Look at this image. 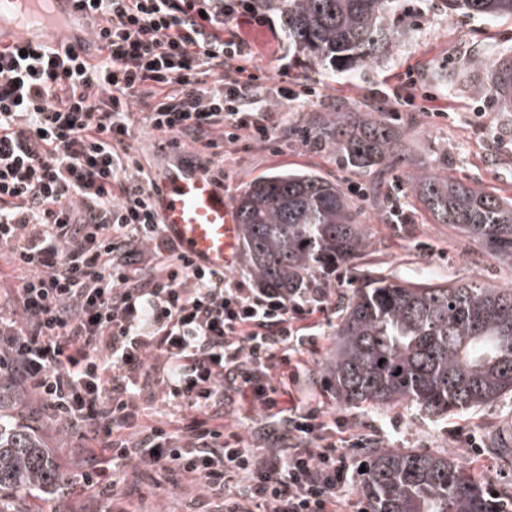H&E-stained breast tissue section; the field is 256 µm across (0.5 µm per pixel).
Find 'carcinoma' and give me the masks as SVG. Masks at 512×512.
<instances>
[{
    "label": "carcinoma",
    "mask_w": 512,
    "mask_h": 512,
    "mask_svg": "<svg viewBox=\"0 0 512 512\" xmlns=\"http://www.w3.org/2000/svg\"><path fill=\"white\" fill-rule=\"evenodd\" d=\"M448 13L512 18V0H444ZM276 10L288 53L358 74L403 36L392 18L399 0H254ZM485 89L512 112V59H472ZM315 138L348 166L384 167L404 152L402 132L376 112L320 118ZM433 220L451 224L512 264V200L415 163L406 174ZM242 243L260 288L284 297L336 266L353 267L369 236L340 187L317 173L286 169L256 179L235 198ZM334 352L322 364L346 406L410 403L432 415L470 410L512 393V288L476 282L410 284L362 277L334 325ZM0 377V512L29 497L46 502L66 481L37 427L10 407ZM365 512H508L479 478L445 452L372 448L360 483Z\"/></svg>",
    "instance_id": "cac0c4a2"
}]
</instances>
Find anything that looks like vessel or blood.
Instances as JSON below:
<instances>
[{"label": "vessel or blood", "instance_id": "vessel-or-blood-1", "mask_svg": "<svg viewBox=\"0 0 512 512\" xmlns=\"http://www.w3.org/2000/svg\"><path fill=\"white\" fill-rule=\"evenodd\" d=\"M86 8L81 0H0V47L54 46L91 60L100 40L76 26ZM154 201L166 233L196 264L233 268L240 253L236 210L222 186L189 155L179 154L153 175Z\"/></svg>", "mask_w": 512, "mask_h": 512}]
</instances>
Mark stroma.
<instances>
[{"label":"stroma","mask_w":512,"mask_h":512,"mask_svg":"<svg viewBox=\"0 0 512 512\" xmlns=\"http://www.w3.org/2000/svg\"><path fill=\"white\" fill-rule=\"evenodd\" d=\"M400 14L408 27L401 46L354 77L296 62L288 53L275 12H268L265 26L257 25L251 14H243L238 31L251 43L271 81H278V72L284 69L289 90L299 92L311 85L319 96L304 107L288 104L290 130L278 134L273 148L246 140L229 148L224 191L234 198L248 182L269 172L313 170L341 185L357 206L358 219L370 236L359 268L397 281H476L492 288L512 287V267L453 225L435 223L404 178L410 160L416 159L437 173H449L512 199V112L498 110L483 91L482 70L470 65L479 52L512 57V18L452 17L443 0H401ZM440 71L456 73L459 82L442 84L435 78ZM425 91L437 96L446 116L425 111L421 97ZM368 107L380 110L384 120L400 128L406 160L382 172H361L343 164L328 148L303 143L301 130L318 117ZM395 195L401 196L409 223H394L391 198ZM340 276L336 308L322 318L316 346L305 353L299 380L285 383V390L293 399L320 403L328 416L346 419V428L336 434V445L346 449L351 466H358L371 448L446 452L490 491L512 494V461L488 449L491 436H512V394L480 409L442 418L404 405L352 409L337 401L321 366L335 347L332 333L337 310L360 284L355 273L344 270ZM469 432L479 435L481 453H473L465 444L463 436ZM358 438L363 441L359 448L353 445ZM147 480L140 469L128 468L119 502L126 512H185L187 503L200 495L198 486L186 480L175 488L162 485L143 500L138 490Z\"/></svg>","instance_id":"obj_1"}]
</instances>
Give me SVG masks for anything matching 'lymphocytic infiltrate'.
Returning <instances> with one entry per match:
<instances>
[{
	"label": "lymphocytic infiltrate",
	"instance_id": "1",
	"mask_svg": "<svg viewBox=\"0 0 512 512\" xmlns=\"http://www.w3.org/2000/svg\"><path fill=\"white\" fill-rule=\"evenodd\" d=\"M104 47L0 49V376L85 457L66 494L118 495L135 466L196 483L218 512H345L342 419L282 406L328 287L288 299L196 265L152 203L128 141L146 130L223 182L226 147L288 125L251 45L247 0H85ZM173 408L150 417L153 400ZM259 411L254 440L226 408Z\"/></svg>",
	"mask_w": 512,
	"mask_h": 512
}]
</instances>
